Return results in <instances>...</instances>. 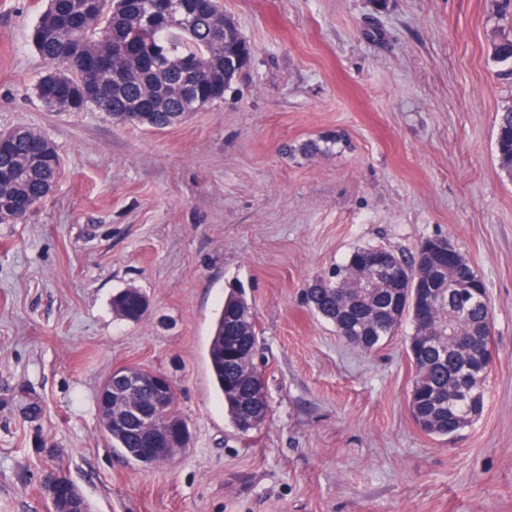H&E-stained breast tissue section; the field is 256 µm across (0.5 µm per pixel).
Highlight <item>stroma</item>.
Listing matches in <instances>:
<instances>
[{
    "mask_svg": "<svg viewBox=\"0 0 512 512\" xmlns=\"http://www.w3.org/2000/svg\"><path fill=\"white\" fill-rule=\"evenodd\" d=\"M46 0H0V130L61 159L26 222L0 224V512H49L67 476L90 512H512V181L496 118L505 0H224L252 64L223 101L164 129L48 112L31 43ZM346 131L316 157L288 147ZM451 238L484 280L495 363L482 415L424 433L410 326L366 351L304 290L359 246ZM254 308L269 414L235 430L207 349L230 288ZM132 288L146 317L117 316ZM120 367L166 375L191 441L145 466L103 434Z\"/></svg>",
    "mask_w": 512,
    "mask_h": 512,
    "instance_id": "35a3bbf8",
    "label": "stroma"
}]
</instances>
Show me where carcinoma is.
Masks as SVG:
<instances>
[{
    "label": "carcinoma",
    "instance_id": "carcinoma-1",
    "mask_svg": "<svg viewBox=\"0 0 512 512\" xmlns=\"http://www.w3.org/2000/svg\"><path fill=\"white\" fill-rule=\"evenodd\" d=\"M154 0H47L33 30L35 50L52 68L35 85V94L49 112H104L123 124L163 129L181 123L196 108L224 100L225 94L251 62L252 50L237 25L224 18L222 0L210 13L185 15L178 7L163 14L152 8ZM501 74L512 76V39L494 48ZM43 135L29 127L12 129L0 145V224L23 223L28 216L14 209L19 202L35 206L53 189L60 165L56 153L43 151L37 142ZM345 140L338 133L323 142L310 140L298 147L305 155L329 150L328 143ZM499 167L512 177V108L502 112L496 127ZM427 240L410 254L373 247L353 249L330 278H316L305 289L306 302L317 316L333 324L337 335L370 350L410 325L406 353L414 376L411 416L424 418L423 431L453 438L471 421L467 401L457 394L464 383L454 372L462 360L480 366L491 344L490 302L469 304V316L456 317L451 305L435 299L433 309L448 336L468 341L463 349H440L422 340V327L414 309L420 299L434 294L428 278L434 252ZM400 269L409 280L408 294L394 297L396 289L378 288L369 298L343 304L340 290L349 287L352 273L363 267ZM137 297L121 294L113 302L116 314L128 321L140 320ZM252 307L240 290H231L212 327L208 360L224 409L240 432L260 428L243 426L249 418L244 404L256 392L249 354L259 345ZM245 323L238 347L223 346L227 329ZM102 430L112 447L138 448L140 441Z\"/></svg>",
    "mask_w": 512,
    "mask_h": 512
}]
</instances>
